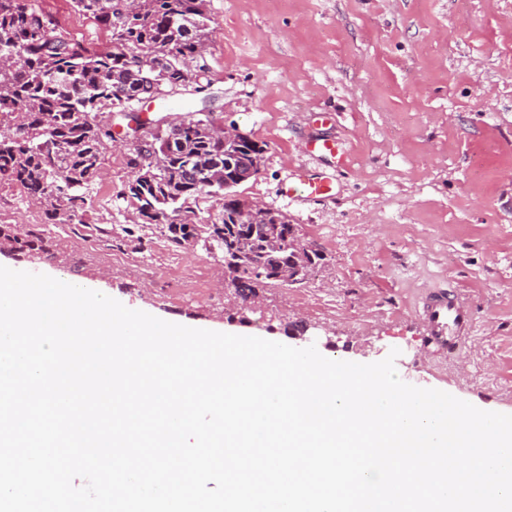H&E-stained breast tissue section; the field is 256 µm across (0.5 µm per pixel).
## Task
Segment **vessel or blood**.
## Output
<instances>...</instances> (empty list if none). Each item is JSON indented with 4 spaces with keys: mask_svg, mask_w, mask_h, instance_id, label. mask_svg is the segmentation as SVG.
<instances>
[{
    "mask_svg": "<svg viewBox=\"0 0 512 512\" xmlns=\"http://www.w3.org/2000/svg\"><path fill=\"white\" fill-rule=\"evenodd\" d=\"M302 149L308 156L332 158L341 166L348 160L343 143L333 137L306 140ZM332 190L333 183L328 176L309 171L295 174L293 180L281 187L283 196L293 202L317 200L329 196ZM420 319L425 341L446 351L459 347L462 339L470 335L474 322L471 308L444 290L425 298Z\"/></svg>",
    "mask_w": 512,
    "mask_h": 512,
    "instance_id": "b4317fda",
    "label": "vessel or blood"
}]
</instances>
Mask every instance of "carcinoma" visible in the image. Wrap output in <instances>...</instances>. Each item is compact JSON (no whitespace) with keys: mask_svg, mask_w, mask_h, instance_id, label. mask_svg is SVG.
<instances>
[{"mask_svg":"<svg viewBox=\"0 0 512 512\" xmlns=\"http://www.w3.org/2000/svg\"><path fill=\"white\" fill-rule=\"evenodd\" d=\"M78 11L111 33L112 50L99 52L56 31L50 17L26 0H0V183L18 184L46 202L52 220L72 224L86 190L99 177L104 112H125L139 97L164 89L207 87L186 67L206 47L205 0H73ZM211 112H189L172 127L155 125L143 147L133 146L136 169L122 196L143 227L163 229L175 248L201 243L224 258V278L242 299L273 284H304L324 260L280 210L239 198L234 174L261 164L267 144L251 137L218 139ZM201 196L221 210L208 224L187 219ZM0 242L27 256H50L46 237L20 238L0 225Z\"/></svg>","mask_w":512,"mask_h":512,"instance_id":"1","label":"carcinoma"}]
</instances>
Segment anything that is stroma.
<instances>
[{
	"instance_id": "stroma-1",
	"label": "stroma",
	"mask_w": 512,
	"mask_h": 512,
	"mask_svg": "<svg viewBox=\"0 0 512 512\" xmlns=\"http://www.w3.org/2000/svg\"><path fill=\"white\" fill-rule=\"evenodd\" d=\"M58 33L101 52L109 32L72 0H28ZM208 89L136 103L164 124L214 113L267 150L261 174L238 186L280 210L325 257L300 288L260 291L249 325L224 317V261L204 247L171 248L137 229L121 192L132 178L120 115L101 176L75 224H49L43 205L0 185V224L43 227L52 259L0 252V265L99 284L124 306L192 328L314 344L333 360L367 364L399 349L411 385L512 414V0H206ZM330 113L327 122L318 113ZM336 136L349 159L310 158L304 139ZM333 181L331 198L280 194L303 169ZM447 288L475 313L455 353L422 339L418 305ZM306 324L290 338L287 324Z\"/></svg>"
}]
</instances>
